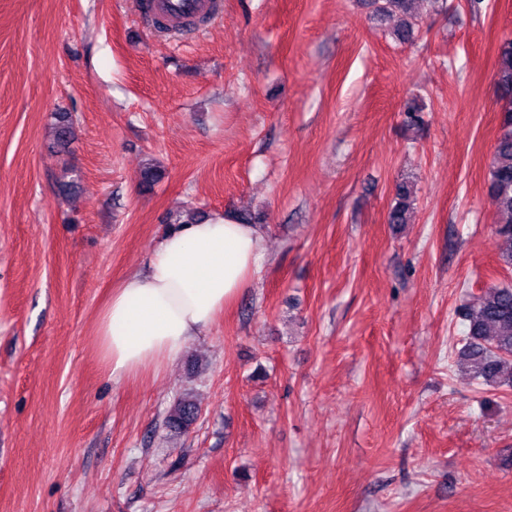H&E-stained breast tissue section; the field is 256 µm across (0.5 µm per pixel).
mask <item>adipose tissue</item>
I'll use <instances>...</instances> for the list:
<instances>
[{"mask_svg":"<svg viewBox=\"0 0 512 512\" xmlns=\"http://www.w3.org/2000/svg\"><path fill=\"white\" fill-rule=\"evenodd\" d=\"M264 254L256 226L220 212L168 232L100 316L99 347L110 372L131 375L178 357L236 299Z\"/></svg>","mask_w":512,"mask_h":512,"instance_id":"ef3b65f1","label":"adipose tissue"}]
</instances>
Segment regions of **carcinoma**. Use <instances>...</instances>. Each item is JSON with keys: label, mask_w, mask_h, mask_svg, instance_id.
<instances>
[{"label": "carcinoma", "mask_w": 512, "mask_h": 512, "mask_svg": "<svg viewBox=\"0 0 512 512\" xmlns=\"http://www.w3.org/2000/svg\"><path fill=\"white\" fill-rule=\"evenodd\" d=\"M413 0H372L373 16L383 19L400 11L408 19L394 31V38L406 42L413 38L419 20L411 14ZM500 93L501 134L489 165L491 200L503 218L496 228L502 240L499 260L512 267V38L503 40L495 73ZM76 126L69 112L54 113V144L66 149L74 140ZM414 197L409 185L402 182L395 202L388 212V223H407ZM467 328L463 337L462 358L472 380L489 387H512V283L494 285L472 297L461 310ZM199 407L191 393L179 395L170 406L165 425L176 436L186 433L196 422Z\"/></svg>", "instance_id": "cac0c4a2"}]
</instances>
